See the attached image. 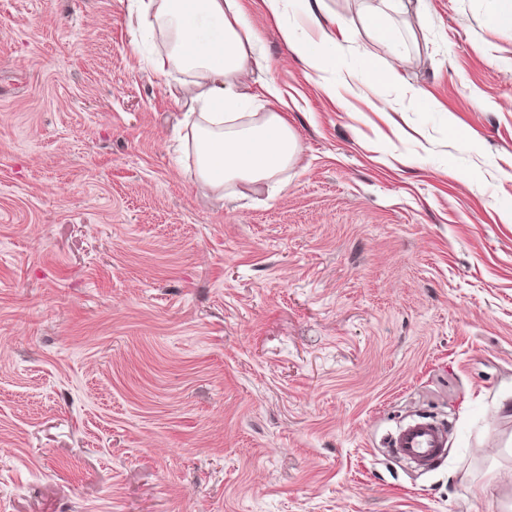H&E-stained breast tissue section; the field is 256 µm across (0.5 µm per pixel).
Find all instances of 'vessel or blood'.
Masks as SVG:
<instances>
[{
  "instance_id": "vessel-or-blood-1",
  "label": "vessel or blood",
  "mask_w": 512,
  "mask_h": 512,
  "mask_svg": "<svg viewBox=\"0 0 512 512\" xmlns=\"http://www.w3.org/2000/svg\"><path fill=\"white\" fill-rule=\"evenodd\" d=\"M388 445L399 457L429 468L445 454L447 430L437 422L421 418L391 433Z\"/></svg>"
}]
</instances>
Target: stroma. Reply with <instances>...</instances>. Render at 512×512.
Instances as JSON below:
<instances>
[{"mask_svg":"<svg viewBox=\"0 0 512 512\" xmlns=\"http://www.w3.org/2000/svg\"><path fill=\"white\" fill-rule=\"evenodd\" d=\"M378 2L332 96L240 0L300 151L216 189L130 0H0V512H512V29ZM363 22L365 27L377 32L380 37L387 43L396 41V32L388 22V15L382 9L369 6L363 14ZM447 435L443 425L421 418L388 435V448L401 458L431 468L445 455Z\"/></svg>","mask_w":512,"mask_h":512,"instance_id":"1","label":"stroma"}]
</instances>
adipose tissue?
<instances>
[{
	"mask_svg": "<svg viewBox=\"0 0 512 512\" xmlns=\"http://www.w3.org/2000/svg\"><path fill=\"white\" fill-rule=\"evenodd\" d=\"M318 42L295 46L306 66L323 73L336 57L331 36L321 28L324 0H307ZM140 37L164 35L167 52L147 58L157 74L179 66L198 76L187 92L189 111L205 122L195 128L197 170L206 184L220 188L239 180L273 178L300 150L287 120L278 112L243 115L248 98L241 88L258 64L257 45L237 0H132Z\"/></svg>",
	"mask_w": 512,
	"mask_h": 512,
	"instance_id": "obj_1",
	"label": "adipose tissue"
}]
</instances>
